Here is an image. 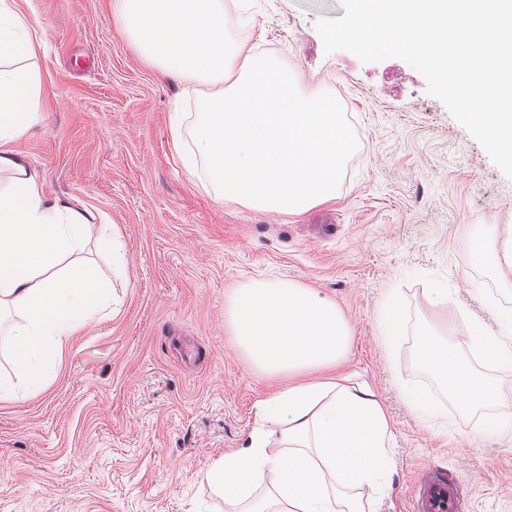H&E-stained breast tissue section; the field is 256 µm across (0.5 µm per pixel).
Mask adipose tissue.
Returning <instances> with one entry per match:
<instances>
[{
    "mask_svg": "<svg viewBox=\"0 0 512 512\" xmlns=\"http://www.w3.org/2000/svg\"><path fill=\"white\" fill-rule=\"evenodd\" d=\"M41 47L16 0H0V175L8 177L0 187V314L16 315L0 330V348L15 356L30 393L43 389L65 344L111 299L101 273L70 266L69 257L93 239L113 268L125 266L115 226L47 199L38 172L15 148L41 120ZM226 321L253 370L299 379L263 400L262 428L209 469L207 481L228 512H366L362 489L384 490L393 466L385 408L368 384L305 378L349 352L352 329L335 303L292 281L252 279L230 297ZM420 342L440 396L464 410L491 409L490 427H512V397L449 361L442 334L423 333Z\"/></svg>",
    "mask_w": 512,
    "mask_h": 512,
    "instance_id": "adipose-tissue-1",
    "label": "adipose tissue"
}]
</instances>
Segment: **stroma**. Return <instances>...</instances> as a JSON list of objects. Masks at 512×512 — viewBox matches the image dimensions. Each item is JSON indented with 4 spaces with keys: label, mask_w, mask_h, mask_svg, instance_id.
Instances as JSON below:
<instances>
[{
    "label": "stroma",
    "mask_w": 512,
    "mask_h": 512,
    "mask_svg": "<svg viewBox=\"0 0 512 512\" xmlns=\"http://www.w3.org/2000/svg\"><path fill=\"white\" fill-rule=\"evenodd\" d=\"M17 4L44 45L43 121L16 148L48 199L117 227L126 264L109 274L111 308L71 338L47 385L0 399V512H225L205 475L290 382L251 369L225 320L234 288L266 278L334 301L352 327L347 357L316 377L353 376L386 409L394 470L378 512H419L427 472L451 485L459 512H512V438L485 428L489 410L446 399L426 427L401 392L437 393L412 355L433 328L512 395V367L485 361L467 336L474 322L503 335L512 311V181L423 76L397 58L325 54L315 23L343 16L340 0H224L230 34L335 95L358 138L335 199L263 213L216 198L180 164V88L130 46L113 0ZM471 236L492 237L499 264L475 262ZM393 294L402 339L391 355L379 321Z\"/></svg>",
    "instance_id": "1"
}]
</instances>
